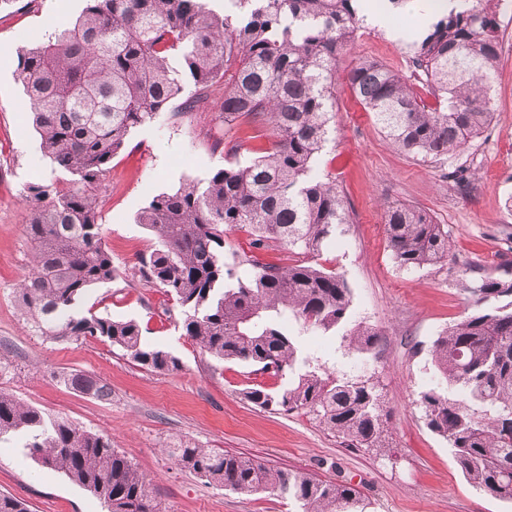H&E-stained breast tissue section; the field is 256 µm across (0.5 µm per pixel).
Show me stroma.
Instances as JSON below:
<instances>
[{"mask_svg":"<svg viewBox=\"0 0 512 512\" xmlns=\"http://www.w3.org/2000/svg\"><path fill=\"white\" fill-rule=\"evenodd\" d=\"M84 6V0H11L0 7V390L110 438L151 480L163 512H299L285 496H244L204 483L167 455L166 444L178 439L351 483L361 492L360 512H512V502L465 480L418 403L421 391L439 382L432 342L471 309L470 287L489 274L512 280V55L502 56L497 70L491 124L465 152L438 161L393 148L347 86L346 75L361 58L412 75L404 41L393 38L392 26L368 23L338 55L336 131L318 165L343 187L352 221L316 261L344 275L353 319L380 333L361 368L378 383L387 411L389 446L376 456L346 448L304 411H265L248 402L243 389H278L287 378L201 352L184 336L179 308L138 274L140 257L156 244L136 222L151 193L251 159L243 150L230 154L226 144L234 133L209 120L164 115L131 131L96 191L104 242L121 276L90 288L79 301L81 311L136 320L144 341L178 357L179 369L147 370L93 338L52 341L29 333L16 303L17 289L33 269L23 198L34 184L60 180L75 188L79 181L53 169L41 148L16 76L17 51L75 20ZM219 139L224 147H216ZM461 165L468 179L457 184L448 174ZM398 203L444 225L447 260L416 270L396 263L383 212ZM289 326L312 367L348 372L353 358L342 342L345 327L315 330L295 320ZM72 372L102 380L111 397L97 399L64 385L63 375ZM23 443L20 436L0 438V493L23 499L29 512H106L62 471L26 456Z\"/></svg>","mask_w":512,"mask_h":512,"instance_id":"35a3bbf8","label":"stroma"}]
</instances>
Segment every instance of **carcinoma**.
<instances>
[{
	"label": "carcinoma",
	"instance_id": "carcinoma-1",
	"mask_svg": "<svg viewBox=\"0 0 512 512\" xmlns=\"http://www.w3.org/2000/svg\"><path fill=\"white\" fill-rule=\"evenodd\" d=\"M84 2L75 21L18 56L17 78L47 156L82 184L28 188L26 234L36 265L17 300L29 330L49 340L100 338L155 371L179 367L175 355L143 340L137 321L76 309L86 290L117 275L92 190L132 129L165 113L190 119L217 102L212 120L243 129L254 157L149 200L137 223L158 242L143 259L141 276L176 301L184 335L201 351L292 375L276 391L244 389L249 402L304 410L347 447L382 453L388 429L376 383L299 369L288 331L290 315L324 331L350 323L348 352H372L380 333L351 322L346 279L309 261L260 265L243 254L235 264L252 272L242 280L224 263L226 230L247 227L257 249L279 242L308 256L351 223L336 178L312 171L335 126L336 52L364 27L357 0H234L236 11L225 15L209 11L204 0ZM449 4L421 40L406 39L418 82L369 59L355 62L347 76L353 96L389 142L423 159L467 148L493 116L491 86L502 52L495 14L469 0ZM421 88L435 105L424 103ZM384 224L400 267L420 269L448 258V232L423 210L390 204ZM469 291L474 308L431 348L437 373L463 396L431 387L421 392L420 405L464 477L493 497L512 500V281L486 276ZM64 383L100 399L110 396L105 384L82 373L67 375ZM10 433L27 434L30 458L112 502V512H160L152 482L109 438L0 391V437ZM165 451L209 485L242 495L278 491L305 512H353L359 502V491L345 481L268 467L189 440ZM0 512L28 508L0 494Z\"/></svg>",
	"mask_w": 512,
	"mask_h": 512
}]
</instances>
